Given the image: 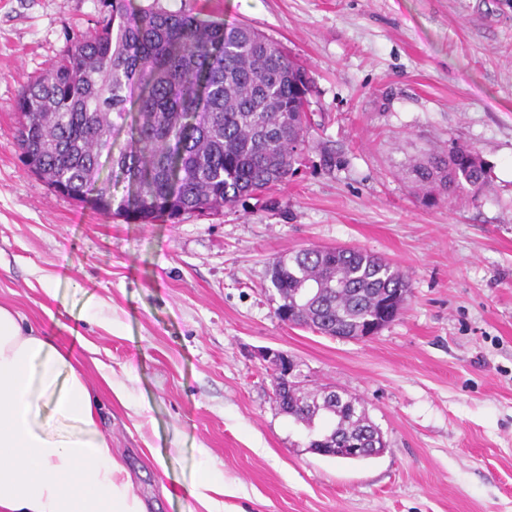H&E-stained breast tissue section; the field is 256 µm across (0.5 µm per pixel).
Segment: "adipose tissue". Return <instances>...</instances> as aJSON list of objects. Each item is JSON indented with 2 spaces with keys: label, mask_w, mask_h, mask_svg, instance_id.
Instances as JSON below:
<instances>
[{
  "label": "adipose tissue",
  "mask_w": 512,
  "mask_h": 512,
  "mask_svg": "<svg viewBox=\"0 0 512 512\" xmlns=\"http://www.w3.org/2000/svg\"><path fill=\"white\" fill-rule=\"evenodd\" d=\"M64 346L0 306V512H146Z\"/></svg>",
  "instance_id": "obj_1"
}]
</instances>
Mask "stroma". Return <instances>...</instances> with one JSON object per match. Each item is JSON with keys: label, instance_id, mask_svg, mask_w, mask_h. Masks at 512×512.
<instances>
[{"label": "stroma", "instance_id": "obj_1", "mask_svg": "<svg viewBox=\"0 0 512 512\" xmlns=\"http://www.w3.org/2000/svg\"><path fill=\"white\" fill-rule=\"evenodd\" d=\"M133 3L253 26L307 69L315 121L286 183L221 213L140 224L83 207L23 164L16 99L100 2L0 0V305L83 359L133 493L203 512L189 490L206 467L224 512H512V0ZM455 144L491 170L476 202L408 178ZM313 246L398 266V319L368 340L281 321L268 264ZM268 349L306 390L359 400L387 452H311L330 421L280 412Z\"/></svg>", "mask_w": 512, "mask_h": 512}]
</instances>
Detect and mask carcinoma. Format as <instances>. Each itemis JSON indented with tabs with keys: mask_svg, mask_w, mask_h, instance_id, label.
Instances as JSON below:
<instances>
[{
	"mask_svg": "<svg viewBox=\"0 0 512 512\" xmlns=\"http://www.w3.org/2000/svg\"><path fill=\"white\" fill-rule=\"evenodd\" d=\"M102 20L17 98L22 161L54 191L96 210L148 224L193 211L219 212L243 197L288 181L311 147L305 106L311 80L274 41L249 26L131 0H100ZM136 106L135 131L112 154L111 136ZM468 145L415 162L408 174L438 200L476 201L490 187L488 169L467 167ZM128 182L119 195L100 179L101 158ZM288 322L322 335L354 339L389 300L403 304L410 286L387 260L363 249L303 248L269 263ZM279 408L312 425H334L312 448H342L379 433L355 398L296 386L274 393Z\"/></svg>",
	"mask_w": 512,
	"mask_h": 512,
	"instance_id": "obj_1",
	"label": "carcinoma"
}]
</instances>
